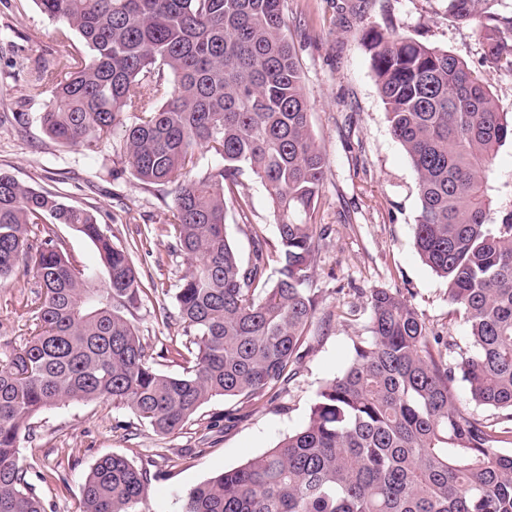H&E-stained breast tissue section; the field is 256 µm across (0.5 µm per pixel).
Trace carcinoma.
I'll return each mask as SVG.
<instances>
[{
	"mask_svg": "<svg viewBox=\"0 0 512 512\" xmlns=\"http://www.w3.org/2000/svg\"><path fill=\"white\" fill-rule=\"evenodd\" d=\"M79 33L89 54L33 68L51 96L50 138L91 148L123 132L132 175L175 184L165 221L191 260L175 294L187 340L180 375L158 371L134 323L141 279L129 249L91 211L0 171V282L25 256L42 288L34 329L0 369V512H45L20 463L19 441L41 410L71 401L123 406L158 435L175 434L215 396L248 404L288 381L318 312L311 288L322 234L312 219L325 159L287 35L284 0H35ZM490 0H448L475 21L482 65L512 70V16ZM371 67L391 132L417 177L422 261L448 284L470 345L456 350L398 293L367 299L370 335L323 382L306 425L246 463L189 489L182 512H512V209L490 221L495 157L512 116L489 85L446 49L374 30ZM204 149L220 165L180 179ZM265 188L278 233L272 254L252 228L248 260L226 233L246 217L234 196L244 172ZM88 238L105 270L76 268L54 226ZM277 260L279 277L265 278ZM497 410L473 416L458 396ZM147 473L99 458L77 512H147Z\"/></svg>",
	"mask_w": 512,
	"mask_h": 512,
	"instance_id": "1",
	"label": "carcinoma"
}]
</instances>
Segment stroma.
Returning <instances> with one entry per match:
<instances>
[{"mask_svg": "<svg viewBox=\"0 0 512 512\" xmlns=\"http://www.w3.org/2000/svg\"><path fill=\"white\" fill-rule=\"evenodd\" d=\"M284 12L310 104L311 129L326 158L316 216L326 235L312 281L318 316L304 357L294 377L255 409L217 396L172 435L156 434L128 409L107 402H70L39 412L20 443V458L30 467V481L46 512H75L86 474L112 453L146 470L149 512H181L187 490L244 464L306 424L319 385L344 369L354 343L369 334L367 298L373 289L407 298L429 329L450 343L469 341L463 318L448 303L446 281L414 247L420 207L416 175L390 132L366 35L377 29L447 49L481 70L498 111L510 115L512 71L482 70L477 27L458 22L448 0H285ZM57 27L34 0H0V113L26 115L24 125H0V170L92 211L114 242L133 248L144 290L136 325L145 353L159 371L181 374L184 362L174 349L185 336L175 318L174 296L188 262L171 253V240L161 233L173 187L146 185L132 175L121 133L94 150L47 136L41 115L50 97L32 95L26 65L88 52L78 34L56 41ZM240 181L249 220L241 222L231 213L226 224L229 239L246 258L252 250L251 225H260L272 243L277 229L263 186L248 173ZM37 292L29 276L0 284V366L29 338V309Z\"/></svg>", "mask_w": 512, "mask_h": 512, "instance_id": "35a3bbf8", "label": "stroma"}]
</instances>
